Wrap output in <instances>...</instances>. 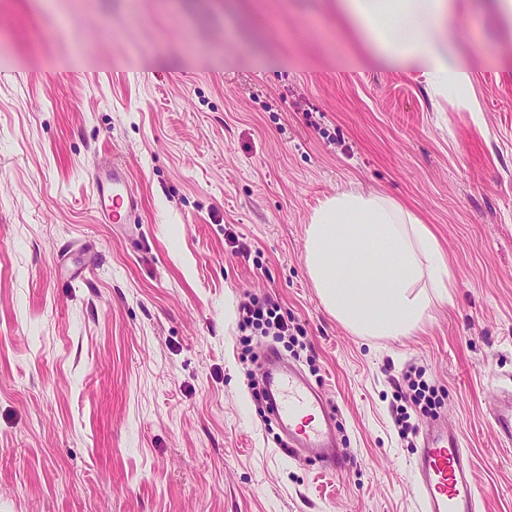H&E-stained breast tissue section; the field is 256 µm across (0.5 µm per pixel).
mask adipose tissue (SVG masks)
Returning a JSON list of instances; mask_svg holds the SVG:
<instances>
[{
  "label": "adipose tissue",
  "mask_w": 512,
  "mask_h": 512,
  "mask_svg": "<svg viewBox=\"0 0 512 512\" xmlns=\"http://www.w3.org/2000/svg\"><path fill=\"white\" fill-rule=\"evenodd\" d=\"M369 35L378 59L425 78L434 90L470 86L474 75L453 42L459 0H335ZM305 265L327 311L358 336H406L429 299L422 283L446 287L450 274L417 215L378 194L345 190L314 211Z\"/></svg>",
  "instance_id": "adipose-tissue-1"
}]
</instances>
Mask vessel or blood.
<instances>
[{
	"instance_id": "1",
	"label": "vessel or blood",
	"mask_w": 512,
	"mask_h": 512,
	"mask_svg": "<svg viewBox=\"0 0 512 512\" xmlns=\"http://www.w3.org/2000/svg\"><path fill=\"white\" fill-rule=\"evenodd\" d=\"M92 186L93 202L110 223H130L136 202L122 164L94 172ZM264 383L273 416L288 439L289 455L308 454L335 466L339 457L332 444L331 416L317 390L292 370H267ZM493 422L498 438L512 442L511 396L498 399ZM413 472L425 512H476L470 457L455 432L432 429L413 462Z\"/></svg>"
}]
</instances>
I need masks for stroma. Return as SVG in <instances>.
<instances>
[{"mask_svg": "<svg viewBox=\"0 0 512 512\" xmlns=\"http://www.w3.org/2000/svg\"><path fill=\"white\" fill-rule=\"evenodd\" d=\"M471 87L371 63L332 0H0V512H423L427 425L459 432L480 512H512V28L468 12ZM479 111H471V102ZM142 201L104 223L94 169ZM413 211L448 263L411 335L357 336L305 268L319 203ZM273 300L304 345L255 332ZM276 350L343 458L289 456L251 385ZM421 368L440 403L394 421ZM277 307L272 305L269 307H263L256 301H249L240 304L238 308L239 315V327L242 330L247 329H261L263 332L273 330L275 336H285L289 333V336H295L294 333L290 334L291 330H294L300 336L305 335V330L299 325L290 327L287 321L277 313ZM493 422L498 438L512 442V397L508 394L498 399Z\"/></svg>", "mask_w": 512, "mask_h": 512, "instance_id": "obj_1", "label": "stroma"}]
</instances>
